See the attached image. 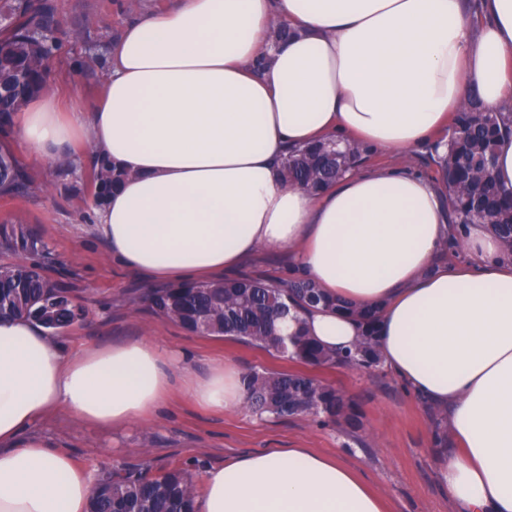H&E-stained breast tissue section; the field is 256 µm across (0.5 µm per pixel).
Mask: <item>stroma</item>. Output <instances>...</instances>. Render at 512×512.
I'll return each instance as SVG.
<instances>
[{"label":"stroma","instance_id":"35a3bbf8","mask_svg":"<svg viewBox=\"0 0 512 512\" xmlns=\"http://www.w3.org/2000/svg\"><path fill=\"white\" fill-rule=\"evenodd\" d=\"M62 30L53 58L49 92L67 106H90L100 95L109 67L108 46L122 25L139 13L172 7L174 0H55ZM34 176L22 198L0 197V226L36 229L51 257L52 274L66 275L89 314L65 333L63 345L76 355L91 347L152 337L181 351L188 367L204 373L214 361L232 362L240 373L298 370V363L224 337L189 333L156 317L143 297L140 276L112 261L95 229L89 199V143L65 146L63 157L76 162L63 174L59 163H32L16 135L1 136ZM291 252L264 249L238 271L241 277L291 279ZM316 377L338 388L360 413L361 427L349 432L320 418L260 417L248 408L212 412L182 391H174L153 415L121 429H98L73 422L57 411L37 423L55 449L68 452L90 473L113 465L148 464L162 469L188 465L194 475L238 457L270 448H310L340 459L386 499L392 512H457L439 489L437 450L442 432L430 407L386 367L319 368Z\"/></svg>","mask_w":512,"mask_h":512}]
</instances>
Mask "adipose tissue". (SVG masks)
Returning <instances> with one entry per match:
<instances>
[{
    "label": "adipose tissue",
    "mask_w": 512,
    "mask_h": 512,
    "mask_svg": "<svg viewBox=\"0 0 512 512\" xmlns=\"http://www.w3.org/2000/svg\"><path fill=\"white\" fill-rule=\"evenodd\" d=\"M291 31L267 38L271 24ZM477 93L512 112V0H178L127 21L106 94L64 110L44 94L14 128L32 162L83 138L126 171L96 229L109 254L180 285L263 248L334 297L376 307L386 367L440 409L452 448L436 481L462 512H512V255L481 224L449 222L448 189L405 166L357 168L320 195L283 183L288 149L332 138L410 154ZM461 240L467 260L439 261ZM329 349L359 323L310 308L288 321ZM213 410L244 406L236 367L199 376L144 338L65 355L39 324L0 319V512H86L94 479L34 431L61 410L123 427L175 382ZM197 512H386L340 461L271 448L206 470Z\"/></svg>",
    "instance_id": "ef3b65f1"
}]
</instances>
